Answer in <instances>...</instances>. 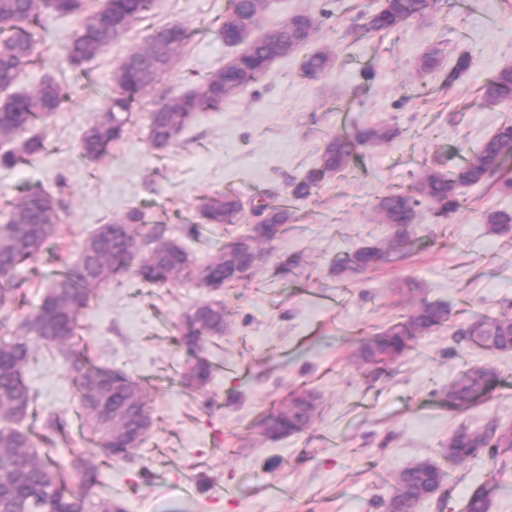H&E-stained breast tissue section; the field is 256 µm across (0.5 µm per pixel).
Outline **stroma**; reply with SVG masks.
<instances>
[{
  "mask_svg": "<svg viewBox=\"0 0 512 512\" xmlns=\"http://www.w3.org/2000/svg\"><path fill=\"white\" fill-rule=\"evenodd\" d=\"M380 3L267 0L255 34L293 13H312L318 30L307 48H330L334 66L307 79L301 54L281 58L262 82L219 110L196 113L162 151L150 144L149 112L168 97L196 90L236 53L215 35L228 0H156L145 18L81 71L63 58L74 19L51 15L45 21L39 54L21 85L51 76L72 99L47 127L46 153L0 166V214L34 188L54 197L58 214L53 239L18 272L16 320L40 303L58 255L75 259L99 225L130 209L143 211L149 226H165L167 236L202 263L245 230L240 224L211 239L187 235L184 225L200 221L202 198L229 190L246 198L265 192L287 198L289 180L315 166L329 136L378 121L402 131L393 142L362 151L345 174L301 202L299 222L265 245L266 262L237 288L210 292L181 281L156 286L125 273L96 291L79 317V347L139 380L152 407L154 425L129 458L104 459L83 438L70 364L58 350L38 346L26 376L40 397L24 429L41 439L45 417L60 416L66 427L56 447L99 464L101 497L120 496L126 512H385L394 475L420 459L441 460L453 430L512 426V352L467 347L444 327L380 370L368 371L355 357L362 341L410 309L409 279L427 299L447 303L452 323L512 314V235L490 233L482 221L485 211H512V193L467 188L463 208L444 227L420 207L415 246L401 266L346 284L333 273L347 250L388 235L374 210L378 197L408 186L427 159L464 164L512 118V100L485 105L477 98L480 85L512 64V0H474L458 24L438 11L391 34L350 35ZM173 23L192 34L183 53L136 103L122 139L103 158L85 159L80 138L107 104L86 90L87 79L110 86L124 57ZM435 43L445 52L444 65L461 51L473 57L470 71L447 94L439 91L443 72L416 68ZM209 299L229 309L223 336L204 349L224 370L198 391L180 382L190 354L178 339L184 313ZM487 362L500 371L502 387L466 411L440 403L438 392L449 380ZM302 388L317 394L320 416L299 434L263 439L259 422ZM257 471L265 472L266 483L252 482ZM446 471L445 492L421 501L416 512H462L480 487L490 493L491 512H512V449ZM270 483L288 486V497L270 499Z\"/></svg>",
  "mask_w": 512,
  "mask_h": 512,
  "instance_id": "1",
  "label": "stroma"
}]
</instances>
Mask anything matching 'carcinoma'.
I'll return each mask as SVG.
<instances>
[{
	"label": "carcinoma",
	"mask_w": 512,
	"mask_h": 512,
	"mask_svg": "<svg viewBox=\"0 0 512 512\" xmlns=\"http://www.w3.org/2000/svg\"><path fill=\"white\" fill-rule=\"evenodd\" d=\"M151 6L152 0H103L99 8L89 11L84 0H0V22L9 25L7 29L0 27V91L5 93L0 98V141L10 144L0 152V166L13 167L41 156L46 150L43 129L70 97L50 78L32 90H15L23 72L35 63V28L43 27L45 11L75 19L76 30L66 45V58L72 67L80 68L122 38ZM265 6L266 0H229L216 35L228 46H243L242 51L208 76L196 92L171 96L149 114V137L154 147L171 145L195 113L219 108L224 99L264 78L276 60L302 46L287 22L263 36H253ZM439 9L441 0H383L360 29L387 34ZM188 39L189 32L181 24L162 27L120 63L112 79L107 111L82 135L80 150L84 156L97 159L122 138L134 104L181 55ZM442 58L443 50L436 43L419 57L417 68L437 71ZM472 62L471 54H460L445 73L442 89H453ZM333 64L330 51L317 50L304 57L301 72L315 79ZM480 96L488 102L512 97V65L500 67L480 88ZM399 136L397 126L381 121L358 124L329 137L317 164L291 181L292 201L308 199L325 179L344 172L361 149L390 143ZM511 161L512 120H504L474 157L456 169H445L439 159L422 165L412 185L389 192L375 204L381 223L391 228L389 237L346 252L336 263V276H365L405 260L422 205L429 207L437 223L445 224L462 209L463 188L486 185L511 191L512 177L506 172ZM259 198L262 202L257 205L249 200L253 223L202 265L195 264L177 240L165 236L166 228L144 231L143 214L136 208L100 225L82 242L74 263L60 264L39 305L16 321L9 335L0 337V512H124L122 504L98 498L100 471L96 465L73 451L65 459L57 448H37L31 434L20 427L37 400L26 382L25 369L34 358L35 346L57 348L71 362L84 425L96 445L110 457L129 455V449L139 447L152 426L148 402L139 381L77 353L76 327L81 310L97 289L120 273L132 272L153 284L186 278L200 288L235 287L253 270L248 257L236 247L257 249L274 241L295 217L291 208L275 203L271 194ZM198 212L203 223L219 229L239 223L244 202L233 191L218 193L203 198ZM482 220L494 234H512V213L489 210ZM56 223L53 197L35 191L15 202L8 219L0 225L1 326L9 323L16 302L15 273L22 264L39 257L43 245L55 235ZM224 316V303L219 301L201 302L185 315L179 343L194 360L186 364L182 377L199 389L212 376L211 365L201 352L208 339L224 335ZM447 322L448 304L422 296L400 321L365 341L356 358L375 367L386 365L402 356L411 341ZM453 335L487 353L509 352L512 316L477 317L453 327ZM498 383L494 367L475 366L448 382L441 394L448 405L468 409ZM317 409L316 396L304 391L294 396L288 412L278 408L263 419L262 434L274 439L298 433L310 425ZM502 447L512 448V428L492 423L483 429L458 428L443 444V452L448 460L459 464L489 448ZM446 480L447 472L431 459L407 466L393 477L384 502L386 512H404L413 502L441 491ZM490 508L491 498L483 487L474 490L465 504V512H490Z\"/></svg>",
	"instance_id": "carcinoma-1"
}]
</instances>
